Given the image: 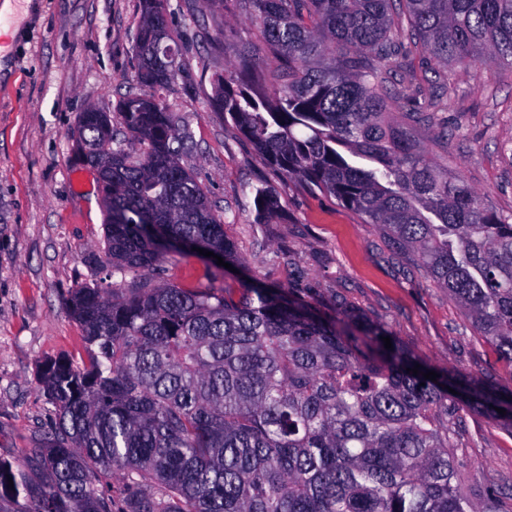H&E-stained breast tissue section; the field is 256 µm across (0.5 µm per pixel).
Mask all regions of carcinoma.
Segmentation results:
<instances>
[{
  "mask_svg": "<svg viewBox=\"0 0 512 512\" xmlns=\"http://www.w3.org/2000/svg\"><path fill=\"white\" fill-rule=\"evenodd\" d=\"M257 30L233 71L211 76V107L285 178L375 224L448 290L512 366V213L498 211L394 119L383 86L407 69L399 17L443 67L512 62V0H216ZM141 92L78 116L76 159L112 162L102 183L112 276L74 289L87 361L46 360L55 425L22 463L0 460V500L17 512H500L469 496L448 417L512 432V391L429 371L375 322L321 312L284 287L157 284L168 254L201 248L237 262L224 215L180 164L191 139L163 99L181 70L168 0H141ZM277 218L272 187L251 189ZM420 365L419 373L410 369ZM454 389L455 393L448 392ZM506 410L501 415L497 409Z\"/></svg>",
  "mask_w": 512,
  "mask_h": 512,
  "instance_id": "carcinoma-1",
  "label": "carcinoma"
}]
</instances>
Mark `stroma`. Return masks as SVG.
I'll use <instances>...</instances> for the list:
<instances>
[{"label": "stroma", "mask_w": 512, "mask_h": 512, "mask_svg": "<svg viewBox=\"0 0 512 512\" xmlns=\"http://www.w3.org/2000/svg\"><path fill=\"white\" fill-rule=\"evenodd\" d=\"M172 9L169 32L182 50L181 71L165 94L192 143L181 165L203 184L224 214V235L242 264L229 283L253 279L285 286L339 317L362 316L392 332L423 363L452 368L512 388V366L479 337L445 289L426 277L416 256L396 249L376 225L294 179L273 172L223 113L209 107L213 72L230 69L236 48L258 44L256 30L239 24L236 7ZM8 21L18 35L0 42L9 65L0 72V458L20 460L35 433L55 422L38 370L54 357L86 358L68 294L93 283L110 285L104 254V211L97 174L74 176V134L80 112H115L138 92L134 35L140 0H13ZM226 41L215 52L213 41ZM404 73L420 88L415 100L396 98L393 113L432 111L447 97L434 124L419 129L429 154L449 174L504 213L512 212V67L489 63L448 69L449 91L435 80L439 65L406 40ZM268 184L282 212L255 221L250 186ZM208 259L173 253L156 278L178 286L206 282ZM465 484L496 490L512 503V432L465 411L451 419Z\"/></svg>", "instance_id": "35a3bbf8"}]
</instances>
